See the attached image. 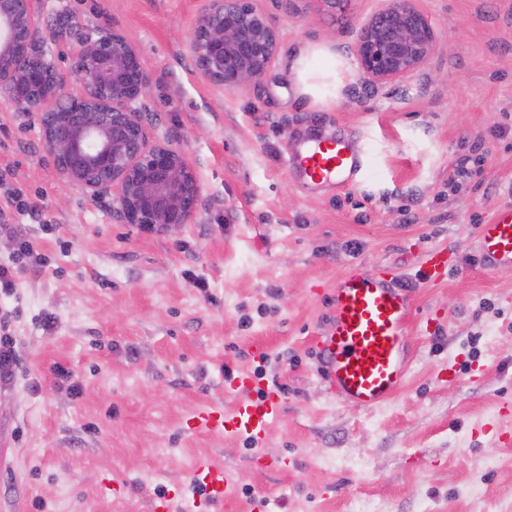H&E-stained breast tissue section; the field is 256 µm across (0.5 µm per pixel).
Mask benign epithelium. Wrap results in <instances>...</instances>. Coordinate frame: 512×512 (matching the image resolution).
Wrapping results in <instances>:
<instances>
[{"label": "benign epithelium", "instance_id": "benign-epithelium-1", "mask_svg": "<svg viewBox=\"0 0 512 512\" xmlns=\"http://www.w3.org/2000/svg\"><path fill=\"white\" fill-rule=\"evenodd\" d=\"M356 31L358 81L402 82L434 54L438 33L416 0H381ZM75 45L63 70L48 59L57 32L41 0H0V100L37 118L64 183L90 200L110 195L125 224L166 232L188 224L201 199L198 176L170 141H149L141 104L149 73L137 47L108 25L62 19ZM210 81L235 91L259 80L279 50L270 17L254 0H206L187 44Z\"/></svg>", "mask_w": 512, "mask_h": 512}]
</instances>
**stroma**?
<instances>
[{"instance_id": "35a3bbf8", "label": "stroma", "mask_w": 512, "mask_h": 512, "mask_svg": "<svg viewBox=\"0 0 512 512\" xmlns=\"http://www.w3.org/2000/svg\"><path fill=\"white\" fill-rule=\"evenodd\" d=\"M255 4L278 55L227 91L185 50L205 0H45L47 16L138 48L143 121L185 152L202 197L176 234L123 223L111 197L66 186L37 119L0 101V185L40 208L11 221L42 258L0 294L18 357L0 386V512H152L160 488L188 512L201 456L235 475L241 512L259 495L268 512H512V445L495 437L512 432V271L476 250L479 225L512 204V0H417L437 51L376 89L345 48L379 0ZM316 134L365 155L358 182H300L287 159ZM436 251L448 264L425 278ZM378 268L409 290V372L362 410L329 392L316 340L337 279ZM254 370L284 400L263 445L279 469L239 437L182 428L235 405L226 372Z\"/></svg>"}]
</instances>
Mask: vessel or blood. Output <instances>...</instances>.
Here are the masks:
<instances>
[{
    "label": "vessel or blood",
    "instance_id": "b4317fda",
    "mask_svg": "<svg viewBox=\"0 0 512 512\" xmlns=\"http://www.w3.org/2000/svg\"><path fill=\"white\" fill-rule=\"evenodd\" d=\"M289 166L306 184L323 186L352 181L363 171L365 160L346 139L311 137L293 152ZM477 251L486 268L512 270V206L481 225ZM330 309L332 325L317 341L330 390L357 408L381 407L408 375L405 345L411 303L407 291L388 273L354 270L337 280ZM225 385L239 395L235 409L198 411L185 420V430L245 437L254 448V462L278 468L277 460L260 452L267 432L284 412L278 392L248 372L226 373ZM193 478L205 488L198 503L200 512H236L237 495L229 470L201 459L193 468Z\"/></svg>",
    "mask_w": 512,
    "mask_h": 512
}]
</instances>
